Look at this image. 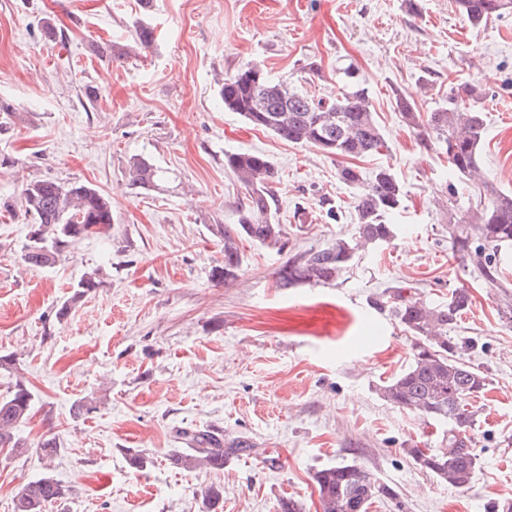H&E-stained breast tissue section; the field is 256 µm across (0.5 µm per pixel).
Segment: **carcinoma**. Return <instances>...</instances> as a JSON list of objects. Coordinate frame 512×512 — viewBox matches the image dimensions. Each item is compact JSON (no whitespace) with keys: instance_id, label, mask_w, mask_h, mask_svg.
<instances>
[{"instance_id":"carcinoma-1","label":"carcinoma","mask_w":512,"mask_h":512,"mask_svg":"<svg viewBox=\"0 0 512 512\" xmlns=\"http://www.w3.org/2000/svg\"><path fill=\"white\" fill-rule=\"evenodd\" d=\"M456 11L472 26L512 12V0H453ZM345 86L336 98L314 99L276 82L260 68L240 70L222 80L219 95L224 110L236 112L250 125L271 132L294 145L313 146L322 152L346 160H360L379 152L385 140L374 115L371 96L348 68L343 69ZM482 97L476 86L448 89V99L421 119L412 96L395 95V106L404 121L418 131L420 143L433 147L448 159V167L457 176L472 181L480 176L479 149L484 139ZM224 167L232 171L248 188L247 202L237 210L234 224H217L214 231L224 240V265L213 276L224 282L238 277L242 255L238 241L249 239L267 248L283 251L288 243L284 225L277 221L276 198L272 190L275 170L269 159L257 152L224 154ZM339 180L354 190L356 233L338 238L321 249H306L288 257L278 272L281 287L299 283L331 284L350 266L359 248L385 242L392 236L388 218L401 206L403 192L392 173L380 168L364 180L359 169L343 165ZM131 183L141 188L157 185L160 170L141 157L129 164ZM21 207L30 219L33 234L25 246L22 260L28 267L53 264L72 242L90 234L89 228L114 222L108 197L92 185L51 179L31 180L20 194ZM479 224L482 243L470 236V224ZM448 236L452 251L463 259L478 258L483 277L500 281L502 272L496 262L501 244L512 242V195L498 194L480 207L460 217L448 209ZM96 287L95 274L88 273L78 283L70 303L61 307L63 316L70 304ZM388 307L397 322L413 337V362L380 388L383 399L399 408L423 416L448 421V448L434 452L428 448H410L408 454L420 468L454 488L466 486L477 467L470 431L476 411L472 401L485 391L487 376L457 357V343L448 337V327L471 305L465 288H455L448 302L432 306L405 299L402 289L377 300ZM34 394L22 378L0 398V450L13 454L25 452L17 437L16 426L34 405ZM177 439L186 448L171 456V463L189 470L224 467V457L240 454L247 442L237 440L224 445V437L214 430L180 429ZM43 460L51 461L61 453L56 438L38 444ZM314 480L322 512H367L372 500L391 495V489L376 484L356 465H336L315 473ZM71 490L51 476H43L20 485L13 496V512H44L46 505L63 500Z\"/></svg>"}]
</instances>
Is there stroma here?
Segmentation results:
<instances>
[{
  "label": "stroma",
  "mask_w": 512,
  "mask_h": 512,
  "mask_svg": "<svg viewBox=\"0 0 512 512\" xmlns=\"http://www.w3.org/2000/svg\"><path fill=\"white\" fill-rule=\"evenodd\" d=\"M142 23L156 34L146 48L135 45ZM348 65L386 141L360 166L385 167L402 187L394 236L359 251L332 284L283 288L289 254L354 233L353 194L338 158L225 111L218 81L258 66L333 97ZM471 84L486 92L484 179L452 195L447 160L421 145L394 94L426 113L449 86ZM0 100L18 112L0 123V355L18 367L0 369V397L19 376L36 395L17 427L25 456L0 453V512H12L18 486L46 475L74 489L46 512H281L286 498L321 512L314 475L340 464L392 489L369 512H485L512 499V322L500 314L503 289L454 256L445 219L512 192V14L475 27L452 0H153L147 12L139 0H0ZM241 150L277 171L288 249L242 242L238 277L224 283L212 276L224 263L213 227L235 223L248 195L224 166ZM138 156L166 182L132 186ZM33 179L94 185L112 201L111 228L53 265L26 267L20 191ZM88 273L97 287L73 300ZM399 287L433 305L455 288L472 297L449 331L488 378L475 403L479 467L462 489L408 454L445 448L447 424L380 394L413 359L410 334L374 306ZM85 399L96 410L75 415ZM202 426L251 449L220 470L173 467L177 429ZM52 436L62 452L47 465L37 445ZM137 454L143 467L131 463ZM212 485L222 496L209 507Z\"/></svg>",
  "instance_id": "35a3bbf8"
}]
</instances>
